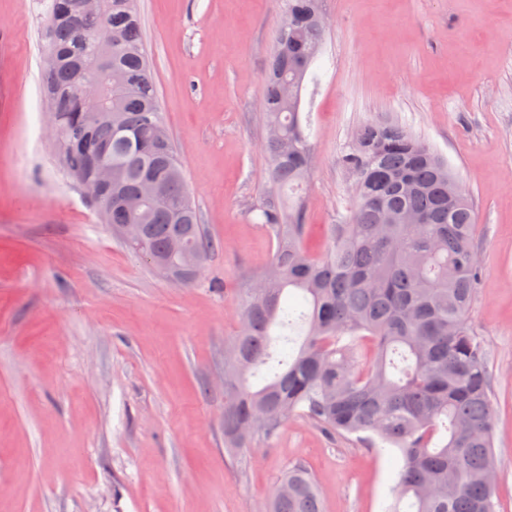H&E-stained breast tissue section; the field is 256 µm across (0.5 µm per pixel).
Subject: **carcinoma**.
<instances>
[{"mask_svg":"<svg viewBox=\"0 0 512 512\" xmlns=\"http://www.w3.org/2000/svg\"><path fill=\"white\" fill-rule=\"evenodd\" d=\"M281 24L262 103L269 178L293 191L308 178L313 146L302 122V90L327 27L321 0H279ZM101 22L112 46L82 37L68 0H51L44 70L50 112L65 133L56 144L74 180L98 162L121 173L97 201L118 225L141 224L129 249L156 256L168 279L190 285L192 266L216 248L200 223L183 166L157 97L135 0H103ZM104 81L101 112L88 117L85 80ZM293 85L279 96L282 82ZM353 183L346 217L328 225L319 256L305 245L302 195L272 196L260 206L276 239L269 265L239 292L238 328L224 341V448L252 453L288 421L305 417L338 434L397 448L403 459L386 512H497L491 435L496 414L484 345L466 314L481 268L466 191L448 196L457 177L433 148L391 121L360 125L338 158ZM152 177L160 195L139 200ZM302 308H285V290ZM300 331L291 356L272 351L273 327ZM265 371L255 388L250 378ZM265 512H325L310 472L284 473Z\"/></svg>","mask_w":512,"mask_h":512,"instance_id":"carcinoma-1","label":"carcinoma"}]
</instances>
